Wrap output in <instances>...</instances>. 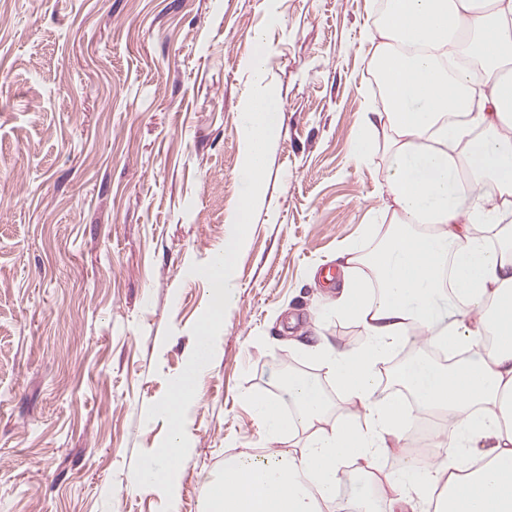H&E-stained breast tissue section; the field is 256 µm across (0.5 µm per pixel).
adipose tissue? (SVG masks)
Listing matches in <instances>:
<instances>
[{"instance_id": "ef3b65f1", "label": "adipose tissue", "mask_w": 512, "mask_h": 512, "mask_svg": "<svg viewBox=\"0 0 512 512\" xmlns=\"http://www.w3.org/2000/svg\"><path fill=\"white\" fill-rule=\"evenodd\" d=\"M366 39L383 107L350 152L362 163L382 149L388 224L343 250L329 309L363 342L312 348L343 402L332 411L297 373L285 398L251 397L270 440L312 434L225 459L203 512H328L345 465L374 475L420 411L440 416L444 459L402 460L352 512H512V0H380ZM443 291L459 318L437 307ZM416 336L453 361L413 356L381 387L389 354Z\"/></svg>"}]
</instances>
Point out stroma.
I'll return each instance as SVG.
<instances>
[{
	"label": "stroma",
	"instance_id": "stroma-1",
	"mask_svg": "<svg viewBox=\"0 0 512 512\" xmlns=\"http://www.w3.org/2000/svg\"><path fill=\"white\" fill-rule=\"evenodd\" d=\"M375 0H0V512H162L135 484L146 409L184 369L241 191L237 119L257 33L285 114L235 268V302L187 412L179 512L225 458L276 449L249 398L305 344L357 347L318 313L373 221L381 155L350 138L376 97Z\"/></svg>",
	"mask_w": 512,
	"mask_h": 512
}]
</instances>
